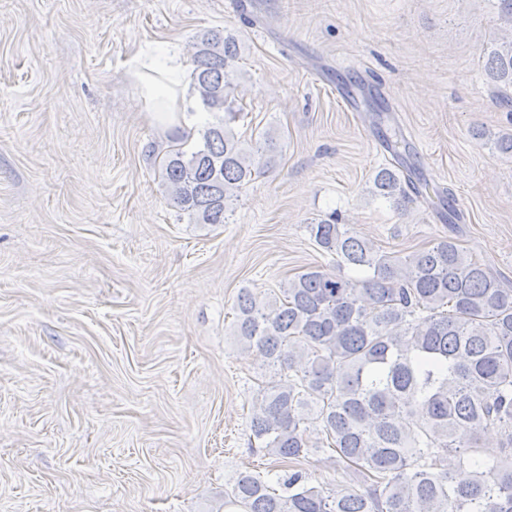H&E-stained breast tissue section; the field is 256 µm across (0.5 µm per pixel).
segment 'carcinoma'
Listing matches in <instances>:
<instances>
[{
	"instance_id": "cac0c4a2",
	"label": "carcinoma",
	"mask_w": 512,
	"mask_h": 512,
	"mask_svg": "<svg viewBox=\"0 0 512 512\" xmlns=\"http://www.w3.org/2000/svg\"><path fill=\"white\" fill-rule=\"evenodd\" d=\"M239 40L210 31L194 43L191 88L215 121L200 142L181 138L159 171L170 201L196 224H225L232 201L269 172L282 151L265 130L245 144L231 93ZM488 80L512 104V40L485 53ZM397 163L403 139L381 134ZM373 192L407 199L384 167ZM339 268L319 265L280 294L237 298L235 336L271 379L258 384L250 429L259 449L293 465L324 452L351 470L357 489L327 492L293 469L276 484L242 472L224 507L237 512H512V288L450 238L403 257L330 217L308 225ZM323 434L310 443L307 428ZM499 437L500 455L485 454Z\"/></svg>"
}]
</instances>
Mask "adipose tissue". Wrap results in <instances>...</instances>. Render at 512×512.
<instances>
[{
	"mask_svg": "<svg viewBox=\"0 0 512 512\" xmlns=\"http://www.w3.org/2000/svg\"><path fill=\"white\" fill-rule=\"evenodd\" d=\"M139 79L146 99H164L165 120L178 121L183 110L185 92L182 66L178 58L169 54L149 57L142 65Z\"/></svg>",
	"mask_w": 512,
	"mask_h": 512,
	"instance_id": "adipose-tissue-1",
	"label": "adipose tissue"
}]
</instances>
